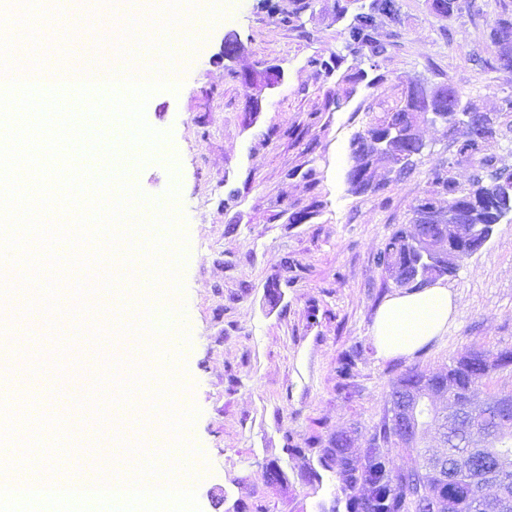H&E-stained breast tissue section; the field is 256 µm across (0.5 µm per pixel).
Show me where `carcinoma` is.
<instances>
[{
  "label": "carcinoma",
  "instance_id": "carcinoma-1",
  "mask_svg": "<svg viewBox=\"0 0 512 512\" xmlns=\"http://www.w3.org/2000/svg\"><path fill=\"white\" fill-rule=\"evenodd\" d=\"M386 0H370L362 4L359 12L352 16L344 32L343 52L320 54L312 58L311 64L319 71L331 76L339 71L347 57L358 61L363 57L375 59L372 67H379L376 59L382 57L387 46L381 43L374 27L373 13L385 10ZM512 28V22L500 20L491 31L496 47L495 58L490 67L512 73V43L503 44L497 38L498 30ZM364 77V71H345L337 84L345 85L336 94L332 103L339 105L355 92V85ZM407 98L395 101L394 105L379 113L370 125L358 133L352 142V160L347 175L348 191L354 195L376 193L384 184L359 176V168L366 165L361 145L374 140L387 131L384 118L393 113L406 111ZM500 136L499 125L490 131L471 129L468 135L457 141L453 158L441 161L431 169L430 189L418 200L413 210V223L394 231L378 254V263L393 283L401 288H423L434 280L454 274L459 265H443L411 250L409 241L418 236L440 237L447 222L443 211L448 208L458 213L462 224H494L500 219L502 198L498 187L489 179H478L463 188L451 175L454 166L478 158L488 168L493 167L494 157L487 154L488 146ZM448 196V207L439 204V197ZM361 355L357 347L345 352L336 368L339 386L346 389L354 377L356 361ZM512 365V350H478L462 357L448 368L427 374L410 368L401 375L394 388L424 392L428 396H440L446 401L460 399V392L476 381H482L497 369ZM352 440L338 435L329 440L326 448L320 449L319 463L323 469L336 476V491L345 498L347 512H497V505L490 495L481 494L485 473L461 470L444 482L428 467L429 451L408 444L395 431L389 420V411L375 427L374 433L363 449L359 459H354ZM395 450L406 452L407 463L396 467L391 455ZM487 461L486 473L495 472L503 481L512 483V430H501L495 435L494 445L480 450Z\"/></svg>",
  "mask_w": 512,
  "mask_h": 512
}]
</instances>
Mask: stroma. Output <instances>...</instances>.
Listing matches in <instances>:
<instances>
[{"label": "stroma", "mask_w": 512, "mask_h": 512, "mask_svg": "<svg viewBox=\"0 0 512 512\" xmlns=\"http://www.w3.org/2000/svg\"><path fill=\"white\" fill-rule=\"evenodd\" d=\"M400 19L379 16L377 36L388 42L379 68L342 105L330 104L336 76L309 64L343 44L345 20L357 0H238L229 17L188 26L185 53L176 59L178 93L161 91L145 106L154 129L168 132L158 154L135 174L148 197L177 184L173 210L186 234L182 287L175 298L189 324L182 366L185 389L199 415L191 442L207 465L197 498L201 512H345L336 478L317 467L330 438L350 434L366 442L383 415L384 398L412 366L436 373L471 350L512 348V220L442 283L458 313L447 333L409 356H379L372 327L379 306L397 289L376 263L389 235L407 224L428 188L429 170L454 146L439 124H424L431 150L403 177L376 193L357 196L347 185L351 142L374 115L393 105L413 82L448 85L483 112L504 115L512 74L486 68L496 20H512V0H464L439 16L431 0H396ZM133 0H57L34 22L43 64L73 61L65 27L121 22ZM242 44L233 60L226 37ZM275 66L280 84L247 109L243 73ZM72 289H61L60 320L32 326L26 370L32 379L17 404L39 398L43 419L66 430L82 418L89 442L78 452L43 459V466L77 474L108 465L101 447L106 424L81 416L49 393L54 378L72 374L92 390L112 360L118 334L112 305L75 313ZM362 346L349 391L339 389L337 363ZM277 463L285 478L267 480Z\"/></svg>", "instance_id": "1"}]
</instances>
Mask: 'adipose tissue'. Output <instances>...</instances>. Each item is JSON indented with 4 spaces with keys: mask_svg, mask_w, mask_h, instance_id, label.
I'll use <instances>...</instances> for the list:
<instances>
[{
    "mask_svg": "<svg viewBox=\"0 0 512 512\" xmlns=\"http://www.w3.org/2000/svg\"><path fill=\"white\" fill-rule=\"evenodd\" d=\"M456 310L453 295L439 284L388 298L379 308L373 325L379 355L413 354L447 330Z\"/></svg>",
    "mask_w": 512,
    "mask_h": 512,
    "instance_id": "adipose-tissue-1",
    "label": "adipose tissue"
}]
</instances>
